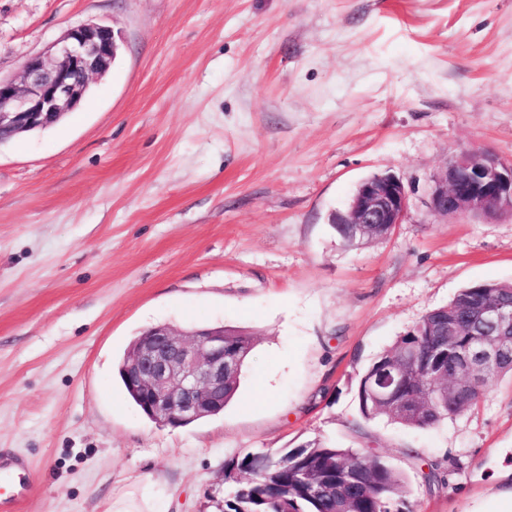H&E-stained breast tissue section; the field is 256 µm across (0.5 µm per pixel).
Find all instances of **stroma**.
I'll list each match as a JSON object with an SVG mask.
<instances>
[{
    "label": "stroma",
    "instance_id": "stroma-1",
    "mask_svg": "<svg viewBox=\"0 0 512 512\" xmlns=\"http://www.w3.org/2000/svg\"><path fill=\"white\" fill-rule=\"evenodd\" d=\"M86 23L120 35L114 65L61 123L0 145L18 512H216L225 459L314 437L376 449L412 512H512V376L422 429L360 421L356 400L425 312L512 282L511 213H429L452 156L512 161V0H0V75ZM380 173L408 215L345 244L332 217ZM158 323L252 333L221 413L161 427L127 398L121 358Z\"/></svg>",
    "mask_w": 512,
    "mask_h": 512
}]
</instances>
